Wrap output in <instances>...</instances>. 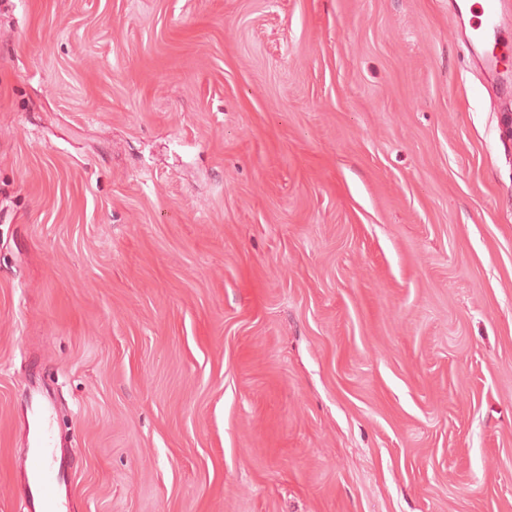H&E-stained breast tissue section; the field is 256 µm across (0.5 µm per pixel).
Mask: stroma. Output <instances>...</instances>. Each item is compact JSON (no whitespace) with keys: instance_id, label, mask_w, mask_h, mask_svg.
<instances>
[{"instance_id":"stroma-1","label":"stroma","mask_w":512,"mask_h":512,"mask_svg":"<svg viewBox=\"0 0 512 512\" xmlns=\"http://www.w3.org/2000/svg\"><path fill=\"white\" fill-rule=\"evenodd\" d=\"M449 0H0V512H512V139ZM35 417L32 432L31 454L22 463L25 473L23 499L27 512H68V502L62 497V487L56 482V470L60 472L63 455H58L53 434L52 416L40 402L31 407Z\"/></svg>"}]
</instances>
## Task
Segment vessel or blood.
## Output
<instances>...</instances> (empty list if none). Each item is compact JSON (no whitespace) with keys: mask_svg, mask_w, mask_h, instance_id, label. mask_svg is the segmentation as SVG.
I'll list each match as a JSON object with an SVG mask.
<instances>
[{"mask_svg":"<svg viewBox=\"0 0 512 512\" xmlns=\"http://www.w3.org/2000/svg\"><path fill=\"white\" fill-rule=\"evenodd\" d=\"M475 14L478 23L473 27V37L482 49L483 73L497 85L503 111L512 112V76L498 68L501 34L512 27V13L505 9L504 0H481ZM31 410L35 417L33 450L22 464L26 512H66L68 504L56 480L63 458L57 452L51 413L38 402Z\"/></svg>","mask_w":512,"mask_h":512,"instance_id":"b4317fda","label":"vessel or blood"}]
</instances>
